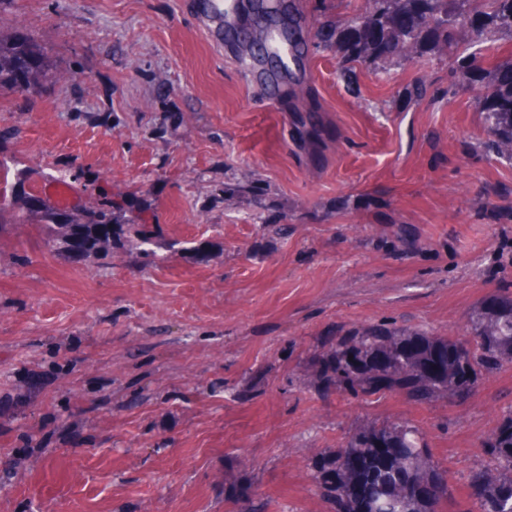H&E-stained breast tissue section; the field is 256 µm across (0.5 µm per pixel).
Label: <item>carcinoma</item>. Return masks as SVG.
<instances>
[{
    "label": "carcinoma",
    "instance_id": "1",
    "mask_svg": "<svg viewBox=\"0 0 512 512\" xmlns=\"http://www.w3.org/2000/svg\"><path fill=\"white\" fill-rule=\"evenodd\" d=\"M370 9L352 21V30L337 43L350 64L401 59L403 47L418 54L430 47L448 56L451 69L476 68L475 57L457 51L464 29L512 35V0H369ZM274 10L255 18L254 29L240 30L246 42L259 34L288 35L269 23ZM45 50L18 37L0 42V88L8 87L32 101L39 95ZM482 112L492 150L512 160V58L495 63L484 86ZM25 190L23 173L14 175L0 196V224L5 218L24 224L28 216L48 230L43 244L59 259L107 256L115 238L130 252L150 262L154 248L163 247L157 225L142 218L130 200L100 193L79 212L41 202L20 209ZM503 312L482 304L460 338L424 328L379 323L327 339L305 364L314 389L371 401L386 395H407L432 403L450 404L465 391L477 392L483 377L512 366V293L498 296ZM486 464L472 471L469 485L480 488L472 499L474 512H512V417L503 420L483 440ZM312 478L334 512H440L448 495V471L432 460L423 434L407 421L368 424L344 434L336 450L313 458Z\"/></svg>",
    "mask_w": 512,
    "mask_h": 512
}]
</instances>
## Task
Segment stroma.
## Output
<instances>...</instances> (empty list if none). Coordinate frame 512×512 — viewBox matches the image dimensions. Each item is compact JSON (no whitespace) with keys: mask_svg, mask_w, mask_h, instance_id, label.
Segmentation results:
<instances>
[{"mask_svg":"<svg viewBox=\"0 0 512 512\" xmlns=\"http://www.w3.org/2000/svg\"><path fill=\"white\" fill-rule=\"evenodd\" d=\"M293 3L308 51L274 95L206 0H0V36L46 52L36 104L0 90V154L36 187L75 161L167 243L150 266L119 245L64 261L39 225L0 227V512H332L311 458L399 419L449 472L444 512H468L512 368L452 406L323 397L301 370L341 329L462 335L512 286V160L478 78L428 49L340 72L317 23L366 0ZM459 41L512 56L505 33Z\"/></svg>","mask_w":512,"mask_h":512,"instance_id":"stroma-1","label":"stroma"}]
</instances>
